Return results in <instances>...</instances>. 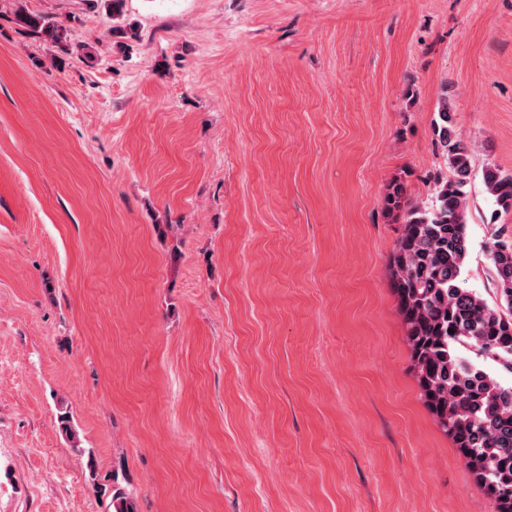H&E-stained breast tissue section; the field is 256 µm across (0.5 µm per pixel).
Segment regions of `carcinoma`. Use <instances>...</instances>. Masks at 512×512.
Wrapping results in <instances>:
<instances>
[{
	"mask_svg": "<svg viewBox=\"0 0 512 512\" xmlns=\"http://www.w3.org/2000/svg\"><path fill=\"white\" fill-rule=\"evenodd\" d=\"M15 19L32 34L60 46L66 42V27L57 21L23 9ZM434 135L452 177L435 181L426 202L410 201L399 179L383 195L384 210L403 223L389 278L426 406L489 499L491 512H512V384L500 378L502 372L512 376V238L492 234V307L462 286L471 149L456 131L446 91L438 100ZM482 179L501 210L512 212V173L488 166ZM111 494L112 512H134L116 473Z\"/></svg>",
	"mask_w": 512,
	"mask_h": 512,
	"instance_id": "1",
	"label": "carcinoma"
}]
</instances>
